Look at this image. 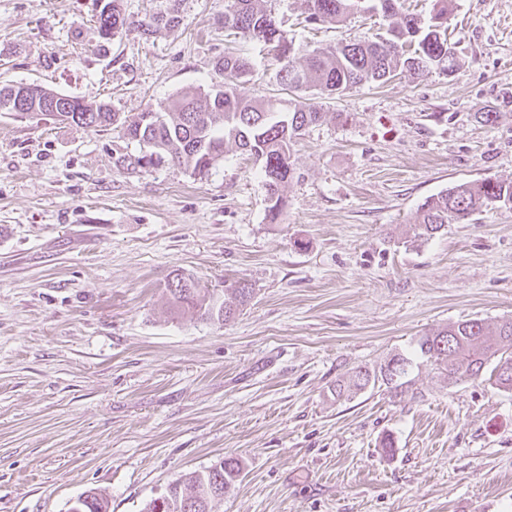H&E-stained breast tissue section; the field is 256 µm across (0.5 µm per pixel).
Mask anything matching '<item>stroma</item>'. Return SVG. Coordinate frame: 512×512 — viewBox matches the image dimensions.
Instances as JSON below:
<instances>
[{
  "instance_id": "35a3bbf8",
  "label": "stroma",
  "mask_w": 512,
  "mask_h": 512,
  "mask_svg": "<svg viewBox=\"0 0 512 512\" xmlns=\"http://www.w3.org/2000/svg\"><path fill=\"white\" fill-rule=\"evenodd\" d=\"M266 7L304 50L387 25ZM95 13L0 0V85L133 115L208 88L232 45L254 63L247 94L291 97L266 46L229 39L224 0H181L176 30L106 45ZM448 40L453 71L316 99L325 117L292 147L275 221L235 146L202 179L127 169L140 146L121 129L0 112V512H69L90 489L142 512L229 456L243 471L220 512H512V393L419 359L405 395L334 394L428 331L512 316V210L404 242L427 197L512 181V0H454ZM176 269L217 293L247 279L255 297L225 324L175 313Z\"/></svg>"
}]
</instances>
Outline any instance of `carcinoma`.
<instances>
[{"label": "carcinoma", "instance_id": "1", "mask_svg": "<svg viewBox=\"0 0 512 512\" xmlns=\"http://www.w3.org/2000/svg\"><path fill=\"white\" fill-rule=\"evenodd\" d=\"M97 15L98 33L106 42L135 29L149 36L161 28L179 25L177 3L141 20L122 12L120 0H102ZM310 21L346 22L357 12L382 13L390 20L384 33L344 40L335 46L300 54L295 41L265 7V0H227L224 27L232 34L257 40L272 48L278 64L277 80L294 92L335 95L363 84L385 82L404 72L424 73L432 68L451 70L454 51L448 42L451 0H434L430 17L423 20L404 9L403 0H305ZM252 69L251 61L226 54L215 65L223 88L185 90L157 109L122 117L105 102L87 103L43 86L23 83L0 86V112L16 105L42 108L56 99L67 101L69 111L49 113L54 119L92 131L118 126L142 147L133 164L141 168L170 160L194 176L204 177L224 157L228 144L252 156L260 165L269 202L268 215L275 220L286 203L284 188L294 177L291 146L325 113L304 100L294 99L288 108L273 98L249 97L241 84ZM512 210V181L492 178L454 184L428 197L418 208L410 242L428 240L450 224H469L483 210ZM170 302L179 310L210 321H232L254 296L244 278L224 281V300L218 301L179 270L166 284ZM416 356L391 355L383 364L358 366L348 381H336V397L377 385L394 396L409 391L410 372L419 357L445 373L448 384L478 381L512 392V317L493 324L483 319L450 322L416 342ZM239 459L228 457L211 467L182 476L170 483L162 502L153 498L143 512H215V503L238 481ZM81 512H108L109 502L93 490L82 493Z\"/></svg>", "mask_w": 512, "mask_h": 512}]
</instances>
